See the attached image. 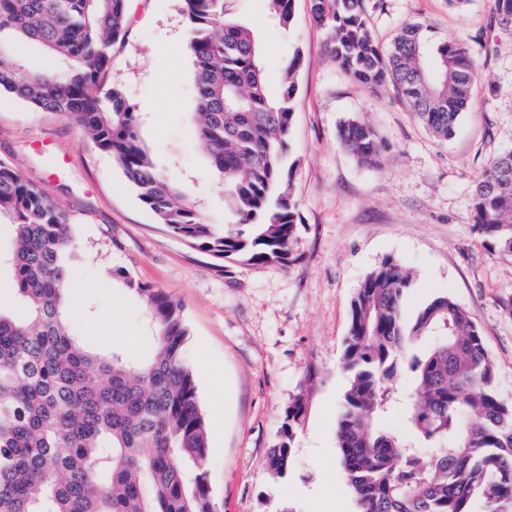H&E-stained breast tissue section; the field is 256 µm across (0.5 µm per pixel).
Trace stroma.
I'll use <instances>...</instances> for the list:
<instances>
[{
    "label": "stroma",
    "instance_id": "1",
    "mask_svg": "<svg viewBox=\"0 0 512 512\" xmlns=\"http://www.w3.org/2000/svg\"><path fill=\"white\" fill-rule=\"evenodd\" d=\"M258 33L264 76L278 94L293 51L303 64L290 137L297 163L290 192L299 214L288 264L225 262L191 248L157 224L112 156L60 114L0 94V162L71 216L76 234L75 304L80 339L117 344L132 357L151 346L145 299L127 280L178 300L186 349L209 432V481L223 512H359L336 444V419L350 376L343 351L351 303L385 259L405 265L413 284L406 310L446 293L480 327L497 391L512 403V257L475 228L473 188L486 164L512 148V25L492 0H364L380 47L400 28L423 23L431 44L459 38L477 69L473 102L454 135L436 136L391 83L354 79L325 46L310 0H294L282 31L266 0H228ZM189 20L183 0H128V28L112 47L104 85L140 109V135L159 169L205 220L223 226L224 186L210 175L195 137ZM371 126L377 165L341 145L340 122ZM121 268L126 278H118ZM302 401L285 478L268 452L281 440L289 406Z\"/></svg>",
    "mask_w": 512,
    "mask_h": 512
}]
</instances>
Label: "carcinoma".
Listing matches in <instances>:
<instances>
[{
    "label": "carcinoma",
    "instance_id": "cac0c4a2",
    "mask_svg": "<svg viewBox=\"0 0 512 512\" xmlns=\"http://www.w3.org/2000/svg\"><path fill=\"white\" fill-rule=\"evenodd\" d=\"M196 98L192 122L224 184L223 229L205 222L157 168L139 135V112L103 87L112 46L124 40L127 0H0V92L73 119L121 168L158 223L216 259L290 257L296 204L286 163L302 65L296 50L280 93L268 95L254 30L226 0H184ZM294 0H268L284 30ZM330 56L370 87L392 82L440 137L454 133L472 101L477 71L463 43L429 46L423 25L405 24L378 45L363 0H311ZM36 42L58 61L37 71L11 47ZM338 138L356 159L380 157L375 131L354 120ZM506 150L475 187L474 223L512 256V178ZM11 230L4 259L14 304L0 307V512H221L208 481V431L185 351L182 306L163 290L126 284L146 300L149 354H105L73 333L74 224L22 175L0 163V221ZM412 274L387 259L364 279L352 305L344 364L350 384L336 441L360 512H512V405L500 400L482 332L448 294L413 315ZM403 400L406 433L379 421ZM271 449L272 476L288 473L294 427ZM432 453L425 458L421 449Z\"/></svg>",
    "mask_w": 512,
    "mask_h": 512
}]
</instances>
